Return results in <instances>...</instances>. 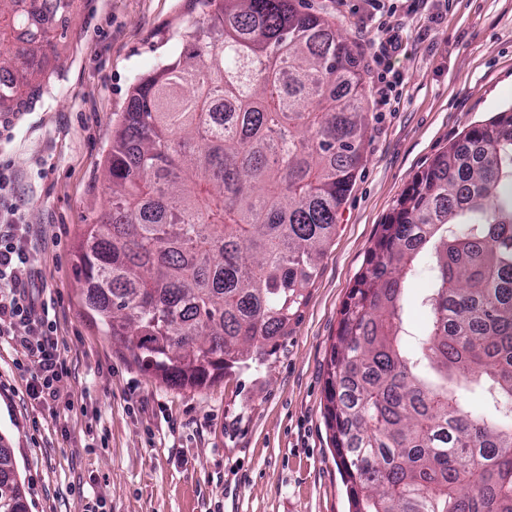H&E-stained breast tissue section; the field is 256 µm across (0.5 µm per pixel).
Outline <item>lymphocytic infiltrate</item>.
<instances>
[{
  "mask_svg": "<svg viewBox=\"0 0 512 512\" xmlns=\"http://www.w3.org/2000/svg\"><path fill=\"white\" fill-rule=\"evenodd\" d=\"M401 48V35L395 31L373 57L376 91L384 105L399 95V81L390 60ZM30 233V225L19 222L16 208L0 210V337H9L24 349L26 391L52 411L69 395V369L49 305L40 297L29 264Z\"/></svg>",
  "mask_w": 512,
  "mask_h": 512,
  "instance_id": "1",
  "label": "lymphocytic infiltrate"
}]
</instances>
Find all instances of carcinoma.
Returning a JSON list of instances; mask_svg holds the SVG:
<instances>
[{
  "label": "carcinoma",
  "instance_id": "1",
  "mask_svg": "<svg viewBox=\"0 0 512 512\" xmlns=\"http://www.w3.org/2000/svg\"><path fill=\"white\" fill-rule=\"evenodd\" d=\"M0 0V112L35 92L50 43L35 5ZM179 54L133 87L113 135L108 211L75 273L97 328L172 387L282 335L363 160L352 45L299 0H196ZM425 332L408 345L421 265ZM477 392L486 412L463 402ZM325 417L350 512H512V113L438 155L400 201L345 303ZM0 512H28L0 444Z\"/></svg>",
  "mask_w": 512,
  "mask_h": 512
}]
</instances>
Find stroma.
<instances>
[{"label": "stroma", "mask_w": 512, "mask_h": 512, "mask_svg": "<svg viewBox=\"0 0 512 512\" xmlns=\"http://www.w3.org/2000/svg\"><path fill=\"white\" fill-rule=\"evenodd\" d=\"M356 44L367 88L364 159L333 240L284 336L260 361L196 389L173 388L91 322L74 275L86 224L107 210L102 171L133 86L176 53L194 24L192 0H72L50 25L47 80L9 127L8 203L33 231L68 360L74 406L61 420L27 396L21 349L0 339V438L29 512H349L324 418L326 364L340 310L382 224L435 157L512 110V0H416L392 25L403 83L379 108L372 56L387 33L366 0H302Z\"/></svg>", "instance_id": "stroma-1"}]
</instances>
